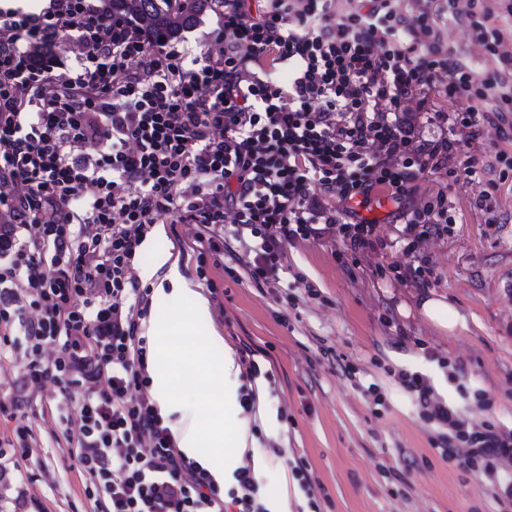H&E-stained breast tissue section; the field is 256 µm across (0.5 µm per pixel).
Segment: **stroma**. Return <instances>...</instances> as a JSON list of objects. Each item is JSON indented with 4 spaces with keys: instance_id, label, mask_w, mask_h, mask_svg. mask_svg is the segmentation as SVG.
Returning <instances> with one entry per match:
<instances>
[{
    "instance_id": "stroma-1",
    "label": "stroma",
    "mask_w": 512,
    "mask_h": 512,
    "mask_svg": "<svg viewBox=\"0 0 512 512\" xmlns=\"http://www.w3.org/2000/svg\"><path fill=\"white\" fill-rule=\"evenodd\" d=\"M485 151L481 182H459L448 196L458 211L453 235L423 241L415 253L392 247L395 205L381 199L370 215L379 244L358 263H341L323 241L288 245V288H258L232 260L207 265L199 278L196 258L182 249L189 228L165 224L151 249H139L136 270L148 266L152 250L178 256L184 276L198 291L214 280L211 321L233 351L250 346L264 370L258 378L261 412H250L258 432L248 453L270 512L316 501L319 512H497L485 478L443 461L430 440L435 426L421 420L389 373L427 374L436 393L468 410L474 421L493 416L512 426V181L501 184L492 210L478 206L484 184L497 180L495 155L512 152L498 125L483 124L477 142ZM427 260L428 287L373 277L375 265L408 266ZM444 297L465 325L454 332L436 327L422 312L424 297ZM459 364L448 374L439 359ZM352 364L357 374L341 367ZM379 385L383 405H374L366 386ZM484 391L496 401L490 411L473 400ZM56 392L52 382L31 389L35 403L28 421L35 444L17 459L23 492L0 485V512H87L84 477L67 448L48 446L49 422L37 401ZM281 456H274V448ZM304 462L312 491L304 493L290 467ZM288 499H281V491Z\"/></svg>"
}]
</instances>
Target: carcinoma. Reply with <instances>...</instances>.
Instances as JSON below:
<instances>
[{"label": "carcinoma", "instance_id": "carcinoma-1", "mask_svg": "<svg viewBox=\"0 0 512 512\" xmlns=\"http://www.w3.org/2000/svg\"><path fill=\"white\" fill-rule=\"evenodd\" d=\"M210 0H101L104 11L141 23L157 40H171Z\"/></svg>", "mask_w": 512, "mask_h": 512}]
</instances>
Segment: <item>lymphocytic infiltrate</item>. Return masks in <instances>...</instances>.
<instances>
[{"label":"lymphocytic infiltrate","mask_w":512,"mask_h":512,"mask_svg":"<svg viewBox=\"0 0 512 512\" xmlns=\"http://www.w3.org/2000/svg\"><path fill=\"white\" fill-rule=\"evenodd\" d=\"M455 10L454 0L411 12L396 0L345 10L338 0H224L205 36L219 51L194 56L96 0L0 9V361L20 340L26 359L0 414L55 383L54 414L78 410L63 437L97 512H270L251 465L218 495L159 415L137 249L154 224H185L198 274L232 238L251 282L277 285L289 244L328 241L354 259L374 250L376 224L361 212L378 193L398 205L404 253L450 236L448 189L481 178L478 130L512 112V0L467 4L484 69L448 49L439 22ZM66 38L78 48L70 67L47 54ZM430 94L439 104L421 141L409 103ZM89 144L96 158L81 157ZM430 174L437 189L406 206ZM397 378L438 425L433 448L512 507V428L472 422L426 374Z\"/></svg>","instance_id":"obj_1"}]
</instances>
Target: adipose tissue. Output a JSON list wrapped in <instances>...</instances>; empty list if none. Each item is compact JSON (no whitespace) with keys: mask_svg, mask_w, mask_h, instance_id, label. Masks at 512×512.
I'll use <instances>...</instances> for the list:
<instances>
[{"mask_svg":"<svg viewBox=\"0 0 512 512\" xmlns=\"http://www.w3.org/2000/svg\"><path fill=\"white\" fill-rule=\"evenodd\" d=\"M155 269L173 295L190 303L151 318L143 334L151 339L148 355L150 393L161 417L176 413L181 401L194 397L197 411L173 426L181 452L223 485L227 471L237 467L248 446L249 420L238 402L240 366L233 351L210 329L207 299L182 274L172 253L160 252Z\"/></svg>","mask_w":512,"mask_h":512,"instance_id":"adipose-tissue-1","label":"adipose tissue"}]
</instances>
